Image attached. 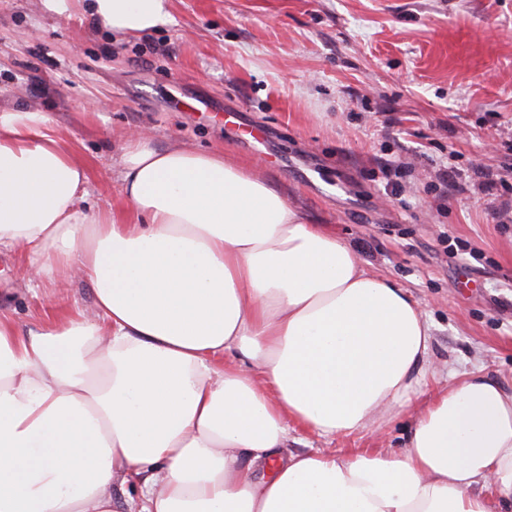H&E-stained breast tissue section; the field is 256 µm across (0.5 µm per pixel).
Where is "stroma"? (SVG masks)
I'll return each mask as SVG.
<instances>
[{
  "label": "stroma",
  "instance_id": "1",
  "mask_svg": "<svg viewBox=\"0 0 512 512\" xmlns=\"http://www.w3.org/2000/svg\"><path fill=\"white\" fill-rule=\"evenodd\" d=\"M0 105L48 112L90 209L125 224L142 221L120 194L129 132L258 166L421 303L443 372L512 381V213L486 209L512 199V0H172L167 25L120 43L81 13L0 0ZM445 169L466 186L452 202ZM75 310L92 313L90 284L32 289L0 256V313ZM411 420L288 447L397 451Z\"/></svg>",
  "mask_w": 512,
  "mask_h": 512
}]
</instances>
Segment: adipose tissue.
I'll return each instance as SVG.
<instances>
[{
    "mask_svg": "<svg viewBox=\"0 0 512 512\" xmlns=\"http://www.w3.org/2000/svg\"><path fill=\"white\" fill-rule=\"evenodd\" d=\"M171 0H41L120 41ZM87 171L47 113L0 107V254L36 288L76 271L94 317L0 316V512H506L512 389L434 371L420 303L255 169L128 135L121 194L139 224L85 204ZM402 451L296 453L293 428L360 434L407 408ZM142 479L143 477L128 478L123 481L121 478H117L113 481L112 498L117 511L128 512L139 503Z\"/></svg>",
    "mask_w": 512,
    "mask_h": 512,
    "instance_id": "obj_1",
    "label": "adipose tissue"
}]
</instances>
